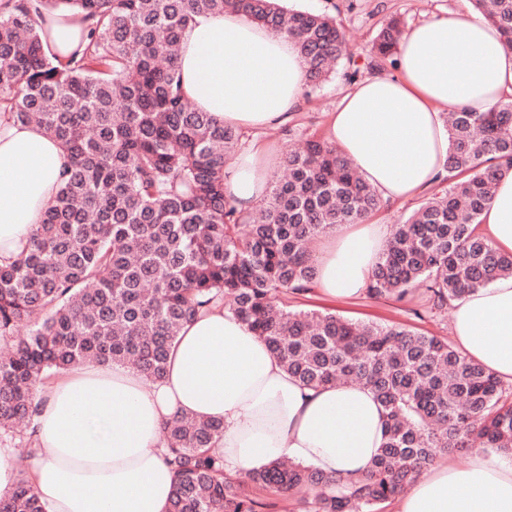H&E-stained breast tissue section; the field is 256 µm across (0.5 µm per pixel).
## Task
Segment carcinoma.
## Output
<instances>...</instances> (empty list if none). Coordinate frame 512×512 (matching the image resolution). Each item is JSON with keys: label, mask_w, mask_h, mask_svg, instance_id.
I'll return each mask as SVG.
<instances>
[{"label": "carcinoma", "mask_w": 512, "mask_h": 512, "mask_svg": "<svg viewBox=\"0 0 512 512\" xmlns=\"http://www.w3.org/2000/svg\"><path fill=\"white\" fill-rule=\"evenodd\" d=\"M283 0H0V112L34 122L69 156L61 186L26 255L0 266V430L31 421L35 384L87 362L126 364L162 380L181 328L217 303L251 327L288 374L309 388L358 383L385 409V442L343 486L277 460L242 478L224 472L221 425L183 417L164 425L177 476L170 512H380L444 454L512 453V385L447 341L404 325L359 323L298 309L311 292L310 244L377 210L376 192L334 146L314 137L284 154L260 215L225 196L224 167L241 132L184 94L183 33L194 17L244 14L294 44L306 85L349 58L336 18ZM512 50V0H472ZM76 11L81 45L56 60L37 17ZM401 20L377 32L368 65L396 67ZM445 174L395 226L367 295L407 303L419 319L512 276L480 217L512 170V95L487 112L451 113ZM27 325L19 333L21 324ZM0 512H43L27 476Z\"/></svg>", "instance_id": "cac0c4a2"}]
</instances>
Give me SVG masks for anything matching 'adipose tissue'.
I'll list each match as a JSON object with an SVG mask.
<instances>
[{
  "label": "adipose tissue",
  "mask_w": 512,
  "mask_h": 512,
  "mask_svg": "<svg viewBox=\"0 0 512 512\" xmlns=\"http://www.w3.org/2000/svg\"><path fill=\"white\" fill-rule=\"evenodd\" d=\"M398 73L351 87L328 123V140L385 202L406 201L443 173L444 113L487 111L512 95V50L483 14L433 16L407 26ZM186 96L217 121L256 137L224 168L239 210L266 196L273 160L264 130L287 123L303 101L305 66L286 38L231 12L195 17L182 41ZM67 155L38 125L0 113V265L27 253L57 192ZM480 231L512 253V172L496 187ZM388 242L370 221L338 225L311 252L328 299L365 294ZM452 335L464 355L512 382V276L452 300ZM28 479L45 512H169L175 483L164 423L182 416L223 426L228 470L278 459L350 480L384 439V409L359 384L303 387L247 324L223 307L184 325L165 378L121 364H85L39 382L33 393ZM397 512H512V455L474 448L466 465L437 463Z\"/></svg>",
  "instance_id": "obj_1"
}]
</instances>
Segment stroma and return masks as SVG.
Returning <instances> with one entry per match:
<instances>
[{
  "mask_svg": "<svg viewBox=\"0 0 512 512\" xmlns=\"http://www.w3.org/2000/svg\"><path fill=\"white\" fill-rule=\"evenodd\" d=\"M287 4L295 9L335 16L343 27L352 62L340 64L329 81L305 94L301 108L287 124L264 132V139L278 155L295 146L300 136L326 137L329 116L350 86L345 76L348 67H358L359 78L374 76V69L368 65V55L372 40L386 18L398 15L409 25L434 15H452L472 7L471 0H287ZM297 303L305 310L330 311L356 322L405 324L447 340L452 337L450 317L420 320L401 304L390 300L364 296L331 301L314 290L299 297Z\"/></svg>",
  "mask_w": 512,
  "mask_h": 512,
  "instance_id": "35a3bbf8",
  "label": "stroma"
}]
</instances>
